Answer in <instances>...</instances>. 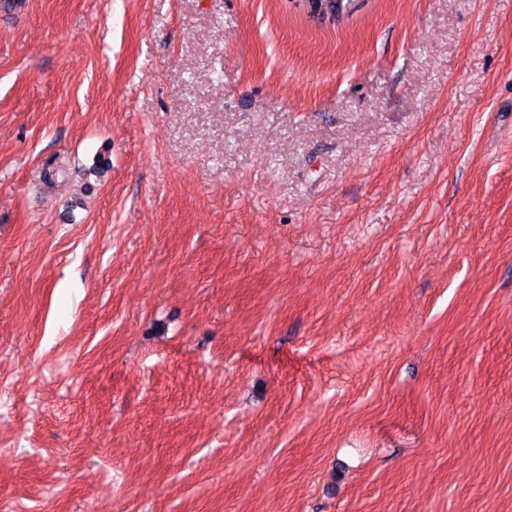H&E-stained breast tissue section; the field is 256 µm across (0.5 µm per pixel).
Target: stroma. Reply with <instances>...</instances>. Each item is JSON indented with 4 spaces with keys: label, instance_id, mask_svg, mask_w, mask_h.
Masks as SVG:
<instances>
[{
    "label": "stroma",
    "instance_id": "stroma-1",
    "mask_svg": "<svg viewBox=\"0 0 512 512\" xmlns=\"http://www.w3.org/2000/svg\"><path fill=\"white\" fill-rule=\"evenodd\" d=\"M0 512H512V0L0 12ZM364 0H335L336 2V14L339 18L332 19L331 15L327 10V0H304L305 13L308 18L316 23L317 25H334L339 24L343 19L351 16L361 6Z\"/></svg>",
    "mask_w": 512,
    "mask_h": 512
}]
</instances>
